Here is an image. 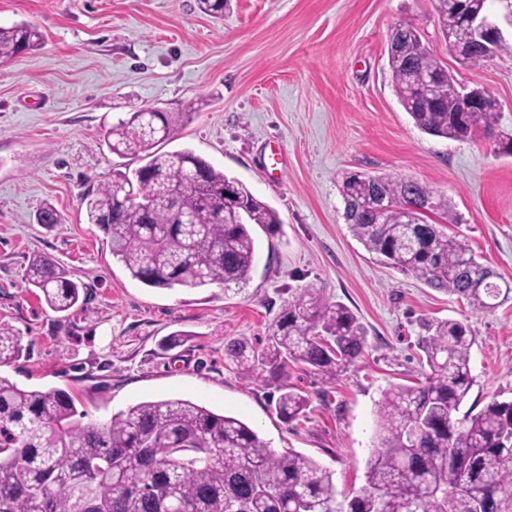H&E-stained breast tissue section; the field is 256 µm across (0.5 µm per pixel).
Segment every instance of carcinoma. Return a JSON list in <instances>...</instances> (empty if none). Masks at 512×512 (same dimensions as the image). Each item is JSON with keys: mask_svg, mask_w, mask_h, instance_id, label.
I'll use <instances>...</instances> for the list:
<instances>
[{"mask_svg": "<svg viewBox=\"0 0 512 512\" xmlns=\"http://www.w3.org/2000/svg\"><path fill=\"white\" fill-rule=\"evenodd\" d=\"M436 2L446 37L460 13H485L489 0H458L451 11L448 0ZM41 41L31 23L0 26V63ZM388 62L399 102L421 130L457 140L480 129L496 154L512 157V133L497 131V100L486 93L477 111H464L465 92L417 30L397 35ZM175 125L158 109L112 125L108 150L139 166L83 196L87 221L150 288L244 283L256 256L252 226L273 235L279 216L192 149L161 151ZM228 188L234 202L219 219ZM342 196L351 231L381 264L467 300L477 313L512 300V283L497 282L465 241L428 222L448 215V199L412 180L361 172L345 177ZM25 287L55 312L75 307L83 289L42 256L29 262ZM426 331L425 382L383 391L365 484L347 494L313 458L277 453L241 419L190 400L141 401L84 424L88 412L70 393L24 389L0 375V512H512V401L460 412L473 385L470 325L436 320ZM366 348L367 330L352 311L309 287L288 301L263 342L233 340L224 358L258 378H279L296 364L333 383ZM22 354L20 338L0 328V364ZM276 390L277 415L299 419L308 398L291 384Z\"/></svg>", "mask_w": 512, "mask_h": 512, "instance_id": "cac0c4a2", "label": "carcinoma"}]
</instances>
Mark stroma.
<instances>
[{"instance_id": "stroma-1", "label": "stroma", "mask_w": 512, "mask_h": 512, "mask_svg": "<svg viewBox=\"0 0 512 512\" xmlns=\"http://www.w3.org/2000/svg\"><path fill=\"white\" fill-rule=\"evenodd\" d=\"M22 21L44 40L0 64V328L26 353L1 375L69 391L100 423L143 400H191L243 419L276 452L315 459L344 492L364 484L382 392L428 370L417 346L426 323L468 321V406L512 399V301L476 313L385 268L346 223L341 194L353 171L427 186L450 204L432 223L512 282V157L480 136L417 128L394 91L388 45L396 26H413L458 82L499 100L508 133L512 53L462 64L435 0H226L220 16L197 0H0V26ZM147 107L187 115L165 150L193 149L277 211L282 232L255 230L245 283L145 287L88 223L83 195L123 163L104 143L109 128ZM48 205L61 223H39ZM35 256L86 286L83 309L54 312L26 289ZM309 286L360 318L368 347L332 384L291 370L309 407L288 424L273 409L275 387L225 361L224 345L263 339ZM175 332L184 338L172 347Z\"/></svg>"}]
</instances>
